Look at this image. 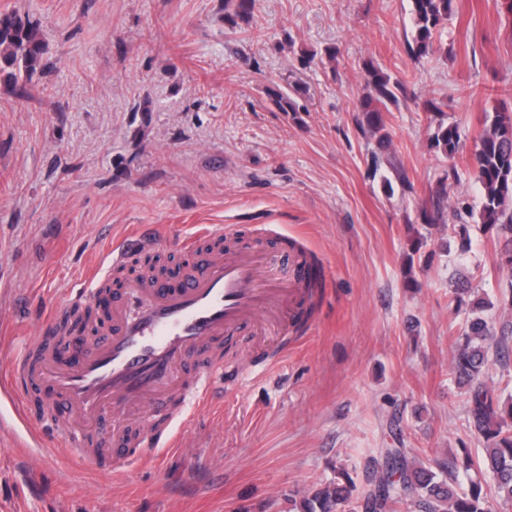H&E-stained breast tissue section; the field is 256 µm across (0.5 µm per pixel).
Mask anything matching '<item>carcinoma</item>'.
Here are the masks:
<instances>
[{
	"instance_id": "carcinoma-1",
	"label": "carcinoma",
	"mask_w": 512,
	"mask_h": 512,
	"mask_svg": "<svg viewBox=\"0 0 512 512\" xmlns=\"http://www.w3.org/2000/svg\"><path fill=\"white\" fill-rule=\"evenodd\" d=\"M412 52L422 57L429 54L435 34L448 21L452 0H412ZM43 53L38 31L10 15L0 16V62L26 74L35 70ZM365 93L360 99L364 124L378 147L391 146L383 112L397 102L401 82L382 69L371 66ZM431 148L447 159L461 150L462 136L455 124L439 121L430 137ZM476 181L481 188L480 217L484 226L496 230L495 263L512 275V111L497 110L485 117V125L469 156ZM457 179V171L446 172L433 191L436 204L429 224H444L462 215L469 207L457 201L455 207H443L449 198L448 180ZM488 303L472 304V317L451 352V365L460 383L467 387L466 407L471 426L484 445L482 463L475 464L468 449L451 463H426L417 457H407L401 449H388L384 458L398 457L399 467L381 469L374 484L384 489L381 502H372V490L359 494L352 478L342 472L337 480L324 483L299 503V512H337L346 508L354 512H391L396 505L406 506V512H495L494 502L512 503V414L500 409L498 397L484 381L490 350L496 360L505 357L508 347L493 342L492 328L481 316ZM494 481V495L487 492L484 474Z\"/></svg>"
}]
</instances>
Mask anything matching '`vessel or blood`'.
I'll return each mask as SVG.
<instances>
[{
    "mask_svg": "<svg viewBox=\"0 0 512 512\" xmlns=\"http://www.w3.org/2000/svg\"><path fill=\"white\" fill-rule=\"evenodd\" d=\"M273 264L261 251L209 253L175 288L153 278L124 280L104 333L72 364L56 368L44 344L62 342L67 322L87 309L83 295H76L54 310L11 361L0 397L11 401L47 390L53 408L68 407L105 423L116 410L165 396L166 406L152 407L145 418L149 435L136 442L138 458H146L168 446L174 423L184 419L189 405L214 400L211 377L223 367L225 337L275 330V323L258 320L271 302L267 275ZM57 436L87 456L92 433L61 423Z\"/></svg>",
    "mask_w": 512,
    "mask_h": 512,
    "instance_id": "vessel-or-blood-1",
    "label": "vessel or blood"
}]
</instances>
